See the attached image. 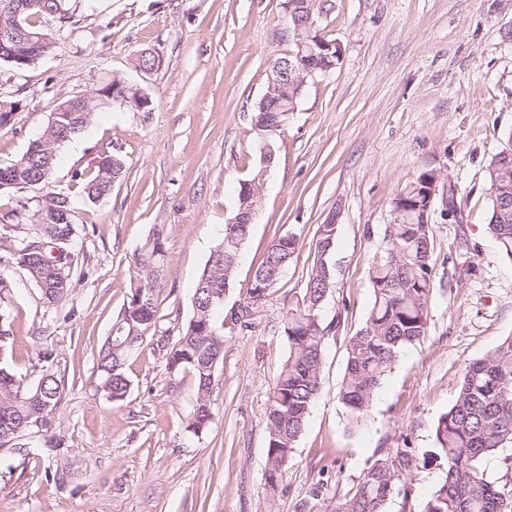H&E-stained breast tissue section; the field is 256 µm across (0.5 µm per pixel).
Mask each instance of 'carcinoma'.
Returning a JSON list of instances; mask_svg holds the SVG:
<instances>
[{"mask_svg": "<svg viewBox=\"0 0 512 512\" xmlns=\"http://www.w3.org/2000/svg\"><path fill=\"white\" fill-rule=\"evenodd\" d=\"M34 2L35 7L27 11L29 28L49 36V41L32 46L31 51L46 54L53 48L54 35L43 21L52 18L64 25L79 5L70 7L63 0ZM293 105L294 101L275 94L268 102V111L254 112L252 122L259 126L272 120L282 123L287 118L286 109ZM98 113L95 109L51 116L41 136L29 144L21 158L0 165V185L22 193L48 184L57 166L58 148L93 122ZM123 172L121 158L104 154L90 173L77 174V181L85 198L94 202L110 194ZM260 172L261 168H255L240 184L235 215L259 200ZM427 178L428 172L421 173L412 188L396 198L398 222L386 225L385 246L372 262L370 311L364 325L348 341L338 398L355 423L365 416L376 388L400 352L425 334L433 288V240L430 225L412 223L408 210L425 204ZM486 181L491 203L488 227L500 254L512 261V164L487 168ZM252 230L251 224L224 226V236L211 251L196 283L190 316L166 353L170 380L186 373L195 380L196 399L188 425L195 434L213 417L215 373L224 359V322L229 320L241 329L249 327L255 305L271 295L297 250V239L292 235L273 240L254 270L240 310L228 320L221 318L224 294L233 283ZM336 233L335 224L318 226L315 260L306 288L283 318L288 356L266 404L267 481L273 491L278 489L321 388L325 340L332 326L322 322L319 311L336 283L332 263ZM76 236L73 203L65 193L47 195L34 209L19 200L15 208L0 213V292L9 291L10 274L19 268L39 288L47 307H57L69 295L73 270L69 254ZM166 253L165 239L158 231L137 250L126 301L98 353V369L114 401L123 400L130 388L124 373L127 357L156 328ZM11 336L10 313L0 309V432H16L22 438L57 410L63 386L48 369L34 384L18 375L9 363ZM434 437L430 459L442 465L444 477L424 512H512V336L466 368L454 404L437 419ZM491 456L501 460L496 475L485 468V460ZM416 468L408 448L389 451L369 464L361 480L336 502L333 512H386L394 494L408 493L407 480Z\"/></svg>", "mask_w": 512, "mask_h": 512, "instance_id": "obj_1", "label": "carcinoma"}]
</instances>
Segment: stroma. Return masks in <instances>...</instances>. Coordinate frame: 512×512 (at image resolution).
Returning <instances> with one entry per match:
<instances>
[{
  "label": "stroma",
  "instance_id": "1",
  "mask_svg": "<svg viewBox=\"0 0 512 512\" xmlns=\"http://www.w3.org/2000/svg\"><path fill=\"white\" fill-rule=\"evenodd\" d=\"M315 26L340 60L307 78L274 137L276 162L225 310L243 300L275 238L295 236L296 255L251 328L225 332L214 416L199 436L187 429L194 379L170 380L166 352L259 158L251 117L272 61L294 48L287 0H94L34 66L16 72L0 62V98L17 105L0 128L2 165L24 154L59 101L113 74L154 102L149 113L101 112L59 147L49 185L21 195L34 206L69 191L74 173L105 152L125 164L105 198L73 197L64 303L46 308L22 271L11 276L12 367L31 379L49 369L65 391L48 430L60 448L0 450V512H331L380 455L406 446L423 459L466 367L512 334V262L488 228L485 182L512 134V0H327ZM143 50L158 59L147 73L136 63ZM430 169L447 177L455 215L442 218L434 199L426 332L401 351L355 425L338 399L346 346L370 311L371 264L395 201ZM332 218L322 389L273 491L265 406L288 355L282 318L305 287L317 227ZM156 230L167 249L159 321L128 357L130 390L115 402L98 352L129 291L133 257ZM44 349L53 352L46 363ZM442 478L434 464L415 470L387 512H423Z\"/></svg>",
  "mask_w": 512,
  "mask_h": 512
}]
</instances>
